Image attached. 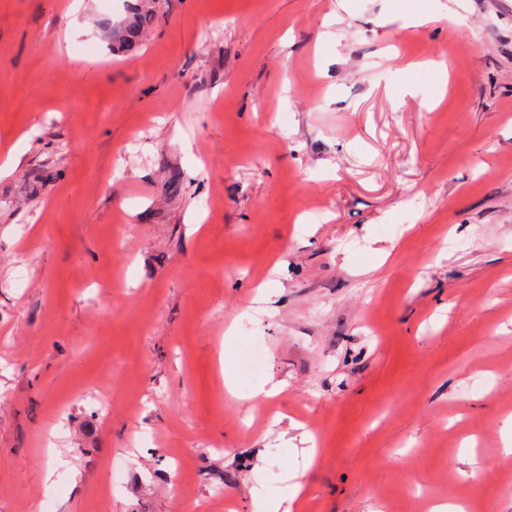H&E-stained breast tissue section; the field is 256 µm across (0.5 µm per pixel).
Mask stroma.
Here are the masks:
<instances>
[{"instance_id": "35a3bbf8", "label": "stroma", "mask_w": 512, "mask_h": 512, "mask_svg": "<svg viewBox=\"0 0 512 512\" xmlns=\"http://www.w3.org/2000/svg\"><path fill=\"white\" fill-rule=\"evenodd\" d=\"M68 2L0 0V512H512V0ZM154 2L155 0H138L137 4L131 6L127 18L117 24L111 18H104L99 22L112 54L124 53L143 42L158 13Z\"/></svg>"}]
</instances>
